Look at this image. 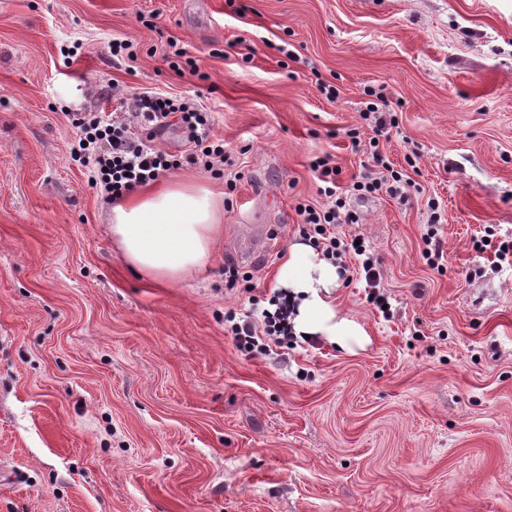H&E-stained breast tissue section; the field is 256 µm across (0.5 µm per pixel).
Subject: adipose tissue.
Listing matches in <instances>:
<instances>
[{
    "label": "adipose tissue",
    "instance_id": "ef3b65f1",
    "mask_svg": "<svg viewBox=\"0 0 512 512\" xmlns=\"http://www.w3.org/2000/svg\"><path fill=\"white\" fill-rule=\"evenodd\" d=\"M224 206L205 184L173 178L114 204L109 223L113 240L129 266L160 281H176L205 266L224 233ZM336 268L311 245L291 244L278 287L297 302L293 329L306 336H348L346 321L328 302L336 288Z\"/></svg>",
    "mask_w": 512,
    "mask_h": 512
}]
</instances>
